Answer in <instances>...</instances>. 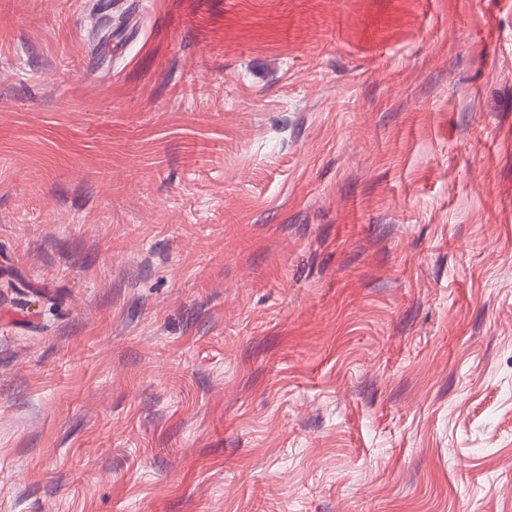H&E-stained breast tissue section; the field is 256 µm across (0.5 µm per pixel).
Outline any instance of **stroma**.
<instances>
[{
	"instance_id": "obj_1",
	"label": "stroma",
	"mask_w": 512,
	"mask_h": 512,
	"mask_svg": "<svg viewBox=\"0 0 512 512\" xmlns=\"http://www.w3.org/2000/svg\"><path fill=\"white\" fill-rule=\"evenodd\" d=\"M0 512H512V0H0Z\"/></svg>"
}]
</instances>
